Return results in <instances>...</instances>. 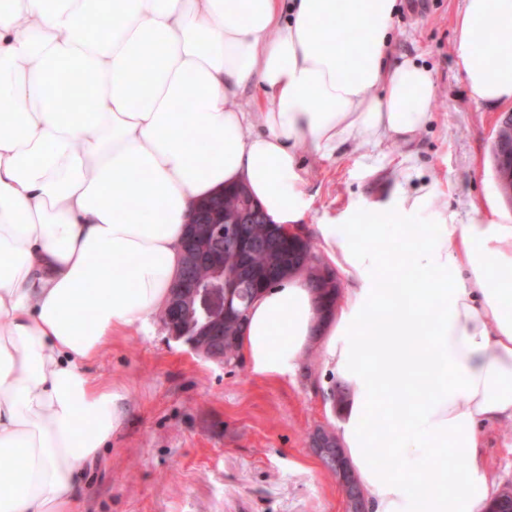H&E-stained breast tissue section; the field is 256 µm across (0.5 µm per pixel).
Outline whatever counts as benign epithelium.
I'll return each instance as SVG.
<instances>
[{"mask_svg":"<svg viewBox=\"0 0 512 512\" xmlns=\"http://www.w3.org/2000/svg\"><path fill=\"white\" fill-rule=\"evenodd\" d=\"M494 143L497 186L506 199L512 200L511 112L502 114ZM258 213V206L244 195L239 196L237 208L230 215L224 213V208L208 204L195 205L191 210L181 242L182 265L170 288L164 328L177 340L183 339V327L195 328L193 337L183 340L204 359L224 362V321L243 318V288L254 281L245 225L254 223ZM198 266L209 269L212 280L197 278L194 269ZM315 266L324 288L341 297L343 283L336 269L319 260ZM311 452L330 464L327 471L337 483L348 486L345 512H368L365 490L354 477L335 430L316 428Z\"/></svg>","mask_w":512,"mask_h":512,"instance_id":"benign-epithelium-1","label":"benign epithelium"}]
</instances>
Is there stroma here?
Instances as JSON below:
<instances>
[{
	"instance_id": "obj_1",
	"label": "stroma",
	"mask_w": 512,
	"mask_h": 512,
	"mask_svg": "<svg viewBox=\"0 0 512 512\" xmlns=\"http://www.w3.org/2000/svg\"><path fill=\"white\" fill-rule=\"evenodd\" d=\"M463 4L401 0L396 54L433 74L431 119L370 156L359 147L336 158L301 150L308 235L341 223L354 207L386 206L426 184L447 195L459 223L512 225L492 158L500 116L512 113V103L492 108L467 94L453 55ZM321 360L311 347L296 375L269 380L249 365L197 356L156 316L113 337L92 371L123 393L126 416L86 468L77 512H345L338 485L307 442L318 426L337 424L312 385ZM484 455L493 491L512 487V422L486 427Z\"/></svg>"
}]
</instances>
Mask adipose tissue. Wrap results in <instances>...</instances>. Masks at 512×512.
Listing matches in <instances>:
<instances>
[{
  "label": "adipose tissue",
  "mask_w": 512,
  "mask_h": 512,
  "mask_svg": "<svg viewBox=\"0 0 512 512\" xmlns=\"http://www.w3.org/2000/svg\"><path fill=\"white\" fill-rule=\"evenodd\" d=\"M397 12L0 0V512H75L83 468L124 416L91 368L165 307L195 201L242 184L274 222L298 224L299 148L334 157L428 123L434 79L393 59ZM488 28L512 37V0H465L456 21L467 92L495 107L512 102V55ZM72 63L93 109L50 100ZM250 85L265 92L256 112ZM362 216L316 227L346 279L335 315L318 323L305 278L281 282L252 303L240 352L275 379L320 346L323 374L349 388L339 439L370 512H485L483 428L512 421V226L457 223L434 185Z\"/></svg>",
  "instance_id": "adipose-tissue-1"
}]
</instances>
